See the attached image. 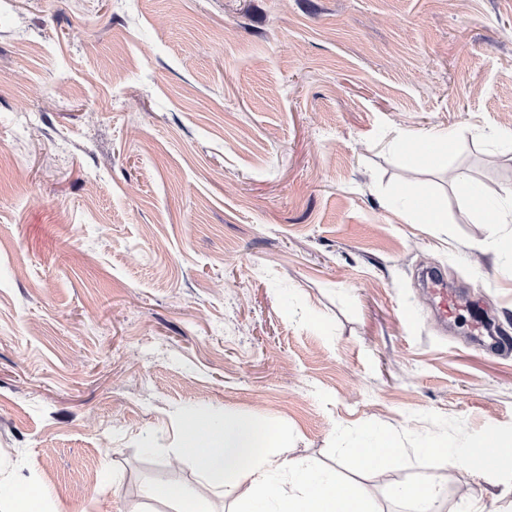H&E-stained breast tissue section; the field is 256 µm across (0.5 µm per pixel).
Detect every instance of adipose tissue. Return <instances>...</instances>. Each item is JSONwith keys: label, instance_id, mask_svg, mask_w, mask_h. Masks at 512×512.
I'll list each match as a JSON object with an SVG mask.
<instances>
[{"label": "adipose tissue", "instance_id": "1", "mask_svg": "<svg viewBox=\"0 0 512 512\" xmlns=\"http://www.w3.org/2000/svg\"><path fill=\"white\" fill-rule=\"evenodd\" d=\"M446 133L435 131L398 139L401 163L416 166L415 148H423L428 165L442 167ZM399 211L421 224H444L448 212L433 198L408 188L398 191ZM182 445L177 453L192 461L214 487L231 501L230 512H373L356 487L340 484L332 472L289 458L273 426L228 414L216 425L209 414L193 413L181 420ZM354 469L384 471L399 457L393 439L378 428L364 429L351 441ZM278 455H269V448ZM40 486L7 480L0 483V512H46Z\"/></svg>", "mask_w": 512, "mask_h": 512}]
</instances>
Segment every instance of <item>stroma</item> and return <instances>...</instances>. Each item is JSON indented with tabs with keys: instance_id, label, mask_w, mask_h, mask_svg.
I'll return each instance as SVG.
<instances>
[{
	"instance_id": "obj_1",
	"label": "stroma",
	"mask_w": 512,
	"mask_h": 512,
	"mask_svg": "<svg viewBox=\"0 0 512 512\" xmlns=\"http://www.w3.org/2000/svg\"><path fill=\"white\" fill-rule=\"evenodd\" d=\"M430 129L443 168L403 167ZM469 182L512 198V0H0V474L49 512H170L152 483L227 512L175 415L228 411L375 512L430 476L506 512L512 473L417 452L512 437V350L473 339L512 343V223ZM366 426L386 472L347 464ZM448 141V133L440 131L427 132L419 135H410L398 139L394 148L397 150L401 163L407 167L421 164L413 152L414 147L423 148L429 156L427 166L440 168L444 163L442 146ZM467 204L476 212L482 214L486 224H511L512 201L508 206H497L489 202L482 188L477 183H469L464 187ZM399 212L416 219L419 224H444L448 221V210L443 209L433 198L414 193L406 187L398 190Z\"/></svg>"
}]
</instances>
